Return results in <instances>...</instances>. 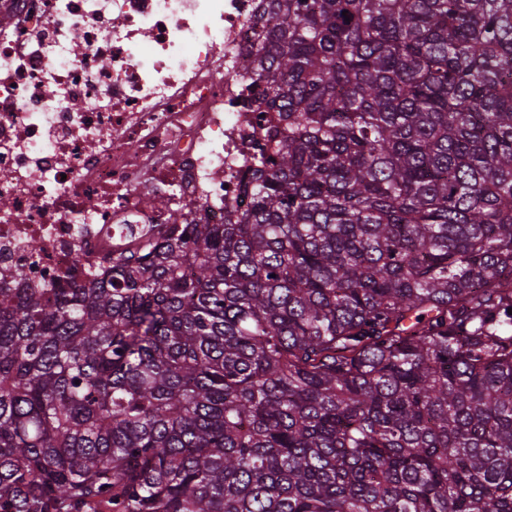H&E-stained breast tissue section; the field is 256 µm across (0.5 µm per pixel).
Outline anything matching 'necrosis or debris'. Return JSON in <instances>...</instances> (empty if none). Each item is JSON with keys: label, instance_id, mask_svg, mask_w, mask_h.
I'll return each instance as SVG.
<instances>
[{"label": "necrosis or debris", "instance_id": "necrosis-or-debris-1", "mask_svg": "<svg viewBox=\"0 0 512 512\" xmlns=\"http://www.w3.org/2000/svg\"><path fill=\"white\" fill-rule=\"evenodd\" d=\"M261 0H0V265L47 287L244 212Z\"/></svg>", "mask_w": 512, "mask_h": 512}]
</instances>
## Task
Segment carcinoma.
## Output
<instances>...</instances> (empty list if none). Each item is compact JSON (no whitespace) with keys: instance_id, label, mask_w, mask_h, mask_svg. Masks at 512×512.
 <instances>
[{"instance_id":"1","label":"carcinoma","mask_w":512,"mask_h":512,"mask_svg":"<svg viewBox=\"0 0 512 512\" xmlns=\"http://www.w3.org/2000/svg\"><path fill=\"white\" fill-rule=\"evenodd\" d=\"M250 208L0 271V512H512V0H261Z\"/></svg>"}]
</instances>
